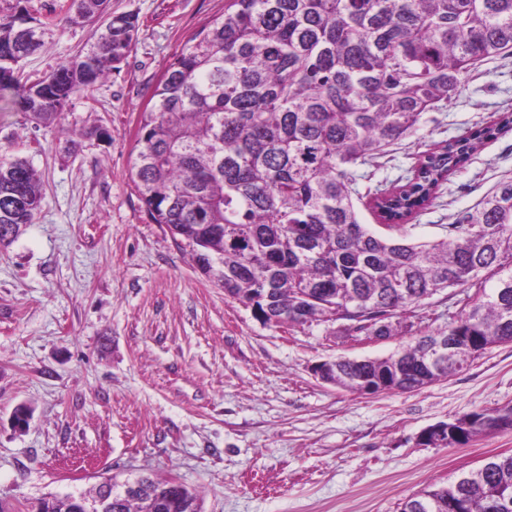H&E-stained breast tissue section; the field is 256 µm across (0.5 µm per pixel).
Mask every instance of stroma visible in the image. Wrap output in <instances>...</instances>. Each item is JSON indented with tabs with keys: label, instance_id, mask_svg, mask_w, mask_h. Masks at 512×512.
I'll return each instance as SVG.
<instances>
[{
	"label": "stroma",
	"instance_id": "obj_1",
	"mask_svg": "<svg viewBox=\"0 0 512 512\" xmlns=\"http://www.w3.org/2000/svg\"><path fill=\"white\" fill-rule=\"evenodd\" d=\"M225 4L110 0L113 14L137 16L135 44L117 70L73 97L60 125L36 124L0 98V159L28 160L42 194L34 223L0 247L6 512L89 491L102 472L177 479L203 512H398L411 494L512 454L510 431L447 448L417 441L429 426L512 404V343L408 393L365 395L313 374L320 362L384 357L445 328L459 311L452 291L426 300L387 340H347L328 324H266L199 271L186 241L150 220L131 171L138 116L168 62ZM94 31L58 21L25 73L50 72ZM507 111L511 56L470 72L381 166L358 167L359 190L391 187L422 145ZM95 127L107 136H93ZM506 175L512 131L477 146L415 218L411 237H446L457 214ZM20 405L31 413L22 430L12 422Z\"/></svg>",
	"mask_w": 512,
	"mask_h": 512
}]
</instances>
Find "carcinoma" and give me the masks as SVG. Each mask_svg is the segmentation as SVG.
<instances>
[{
  "instance_id": "obj_1",
  "label": "carcinoma",
  "mask_w": 512,
  "mask_h": 512,
  "mask_svg": "<svg viewBox=\"0 0 512 512\" xmlns=\"http://www.w3.org/2000/svg\"><path fill=\"white\" fill-rule=\"evenodd\" d=\"M109 0H69L43 18L32 0H0V92L45 126L72 96L129 54L133 15L99 25L70 59L34 81L56 12L95 23ZM512 56V0H228L166 66L138 118L132 174L149 216L192 246L198 268L246 303L271 299L288 327L327 323L341 336H393L423 302L460 289L455 319L384 358L332 361V384L362 394L412 392L512 343V177L448 225L411 242L406 227L474 144L512 130V112L422 152L403 183L368 204L387 229L361 223L355 169L389 155L450 102L465 75ZM40 181L22 158L0 161V246L33 223ZM465 441L512 430V405L458 419ZM512 512V454L407 497L400 512ZM31 512H69L57 495Z\"/></svg>"
}]
</instances>
